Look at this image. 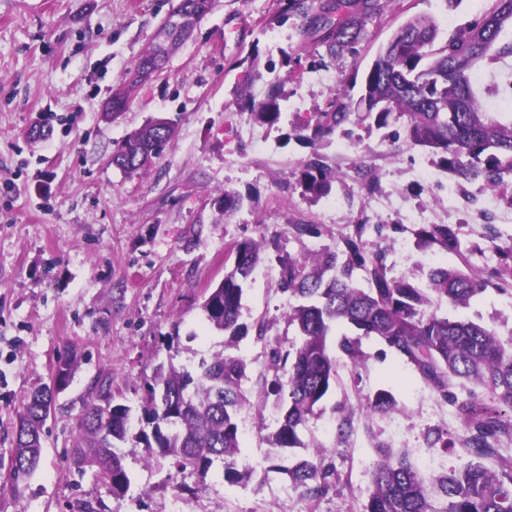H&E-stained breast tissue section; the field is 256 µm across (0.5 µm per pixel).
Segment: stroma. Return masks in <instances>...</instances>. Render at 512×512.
Wrapping results in <instances>:
<instances>
[{
    "instance_id": "1",
    "label": "stroma",
    "mask_w": 512,
    "mask_h": 512,
    "mask_svg": "<svg viewBox=\"0 0 512 512\" xmlns=\"http://www.w3.org/2000/svg\"><path fill=\"white\" fill-rule=\"evenodd\" d=\"M172 0H0V512H76L87 501L95 512H363L378 447L408 453L423 474L461 468L462 417L455 404L467 391L454 385L443 400L402 358L377 340L360 338L359 360L341 352L347 326L327 344L337 377L321 410L300 433L302 447H271L277 398L265 382L276 373L274 349L296 339L288 323L294 299L280 287V262L303 259L323 247L361 235L381 248L391 276L421 277L439 252L423 246L405 214L445 203L453 177L428 149L401 142L404 119L379 129L363 119L317 148L298 140L294 122L325 111L340 96L358 97L376 50L408 17H434L441 33L472 21L489 0H396L382 18L369 20L355 51L329 66L312 68L298 48L297 22L274 20L280 0H216L192 40L172 55L161 75L145 83L125 112L104 121L113 90L151 46ZM294 69L281 86L283 117L274 127L255 124L239 98L242 84L263 97L274 74ZM172 121L175 139L146 173L125 175L111 163L125 137L153 118ZM276 143L262 152L257 139ZM346 170L365 160L378 175V194L397 197L398 210L351 212L346 223L328 222L323 200L302 196L299 168L313 152ZM429 180H417L415 163ZM245 196L232 217L219 209L223 190ZM495 199L480 184H467L456 210L445 216L462 253L485 276L512 257V223L495 221ZM302 223L315 235H298ZM266 239L264 260L245 284L238 343L246 363L243 415L255 423L241 436V458L254 472L239 484L225 482L221 463L207 472L178 470L171 459L147 457L143 444L121 451L130 489L115 499L94 471L73 478L71 449L84 407L99 380L138 406L146 379L163 361L194 367L224 348L201 305L219 283L241 240ZM438 315L466 317L512 336V297L494 289L465 311L434 301ZM264 335H257V326ZM178 333L174 348L162 338ZM76 356L65 388L54 394L44 426L38 470L22 494L10 485L15 429L27 396L52 385L61 359ZM392 392L397 407L366 415L358 407L377 390ZM355 409L345 438L324 432L339 409ZM447 432L448 453L429 450V431ZM328 450L340 482L310 499L293 488L286 467L315 447Z\"/></svg>"
}]
</instances>
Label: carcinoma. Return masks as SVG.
I'll use <instances>...</instances> for the list:
<instances>
[{"label":"carcinoma","instance_id":"1","mask_svg":"<svg viewBox=\"0 0 512 512\" xmlns=\"http://www.w3.org/2000/svg\"><path fill=\"white\" fill-rule=\"evenodd\" d=\"M214 0H176L161 21L158 36L137 60L129 78L112 92L107 108L126 110L142 83L143 67L165 68L169 57L191 36L209 14ZM391 0H328L314 5L308 0H287L278 22L292 17L298 25L302 50L325 48L336 61L355 49L367 22L389 10ZM183 19L171 24L174 16ZM512 0H491L476 19L439 37V26L430 16H412L381 45L365 76L357 102L340 98L294 126L296 137L310 144L329 140L350 122L356 112L382 129L393 119H405L407 141L428 148L439 165L457 181L479 182L490 191L512 185V119L503 122L483 96L512 93V72L503 71L497 86L481 90L474 66L482 61L494 68L512 58ZM246 107L252 119L270 127L280 122V85L269 87L257 100L248 94ZM174 127L165 119L151 121L129 134L112 155V164L126 175L148 170L170 147ZM356 179L370 192L377 180L364 163L353 167ZM339 177L336 168L315 153L299 170L303 194L320 198L331 193ZM244 204L233 190H224L220 205L229 218ZM364 225L344 248H326L303 260L281 261V288L301 300L288 311L299 341L277 355L286 380L270 383L276 395L288 392L279 405L277 429L267 440L274 448L301 446L298 431L320 411L336 377V357L327 338L338 325H347L355 337L344 336L340 349L351 359L359 357L358 338L373 337L411 364L424 382L448 397L454 379L473 386L459 403L463 416L464 449L476 461L441 471L429 480L416 470L409 454L380 449L381 460L371 474V490L364 512H512V468L495 472L481 459L498 453L494 443L512 438V337H500L495 328L464 317H443L429 310L432 297L443 298L454 308H466L486 292L490 282L463 257L456 264L429 268L425 287L411 277L395 278L382 250H368L361 240ZM423 244L461 254L456 230L449 224H426L420 230ZM263 246L245 239L234 249L232 269L202 304L205 320L225 336L224 351L202 358L195 370L161 363L145 382L140 414L117 400L111 385L100 387L80 420L72 465L82 472L91 468L101 475L112 472V495L119 499L130 488V478L119 452L129 439L144 445L148 457H170L177 468L207 471L214 461L224 465V480L247 479L249 466L239 464L241 431L238 415L247 403L242 390L247 364L227 353L247 334L239 323L244 285L262 259ZM54 389L45 386L26 400L16 429L12 462V490L20 494L36 472L42 448L43 425ZM391 393L380 390L367 397L363 408L385 415L395 410ZM327 449L316 447L309 457L286 468L293 486L309 498L325 496L339 480Z\"/></svg>","mask_w":512,"mask_h":512}]
</instances>
